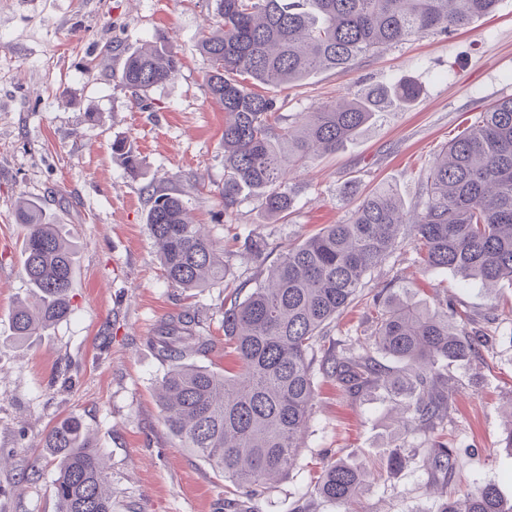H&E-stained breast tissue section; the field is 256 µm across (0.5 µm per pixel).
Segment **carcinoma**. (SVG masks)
Here are the masks:
<instances>
[{
    "instance_id": "carcinoma-1",
    "label": "carcinoma",
    "mask_w": 512,
    "mask_h": 512,
    "mask_svg": "<svg viewBox=\"0 0 512 512\" xmlns=\"http://www.w3.org/2000/svg\"><path fill=\"white\" fill-rule=\"evenodd\" d=\"M498 0H214L197 49L208 62L205 84L224 111V211L243 193L272 218L285 217L295 195L283 173L308 169L335 153L376 116L420 96L412 80L377 84L346 102L323 104L288 123L286 101L263 86L286 88L324 70H348L367 56L411 37L450 35L495 10ZM168 38L125 52L117 75L142 107L149 92L180 71ZM125 170L137 176L132 145L115 141ZM146 224L159 248L163 277L185 291L224 282L223 247L196 224L175 188L149 194ZM27 228L23 272L30 299L11 312L13 339L45 332L72 313L69 292L74 250L41 206L19 201ZM410 237L416 258L449 269L465 281L493 286L512 281V97L485 108L427 170L421 208L408 215L395 191L364 197L339 224H327L288 246L242 301L224 308V347L238 371L226 375L189 359L211 350L196 335L195 318L163 322L152 345L170 363L158 388L165 426L233 492L261 496L297 467L301 441L316 400L317 376L334 379L349 396L382 388L401 407L412 436L431 445V467L452 473L448 448V364L478 354L480 337L470 313L442 300L429 310L407 292L385 298L364 288L367 273ZM353 308L364 310L367 334L336 344L330 324ZM401 364L394 369L378 356ZM56 465V512H112L103 456L76 416L45 435ZM413 449L401 442L390 465L402 468ZM370 471L330 458L316 477L320 497L357 512ZM436 512H512L492 483L443 501Z\"/></svg>"
}]
</instances>
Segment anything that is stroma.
Segmentation results:
<instances>
[{"label": "stroma", "instance_id": "1", "mask_svg": "<svg viewBox=\"0 0 512 512\" xmlns=\"http://www.w3.org/2000/svg\"><path fill=\"white\" fill-rule=\"evenodd\" d=\"M212 0H0V512H55L56 466L43 447L49 428L75 415L107 462L112 512H225L223 478L165 428L156 388L168 366L150 347L160 322L187 312L212 349L196 357L234 370L224 355V305L232 289L251 290L288 245L347 219L377 186H393L405 208L418 205L421 182L439 152L477 122L482 109L512 97V0L453 35H424L382 49L352 70L323 71L289 88L285 115L352 98L375 84L412 79V105L392 107L336 154L295 174L292 214L268 218L258 200L225 210L224 113L207 92L198 33ZM166 33L182 61L179 74L137 107L103 59L111 41L135 48ZM136 148L141 171L126 174L114 140ZM350 193H343V186ZM181 191L196 223L224 248L222 284L191 292L169 287L146 225L149 189ZM39 203L75 251L72 313L48 331L14 341L10 314L30 297L23 274L24 225L16 202ZM264 243L261 257L247 244ZM365 286L384 295L408 289L427 308L435 292L489 333L475 362L450 364L448 446L458 465L432 472L430 445L416 439L412 463L389 467L401 440L399 410L383 392L346 396L322 379L300 463L246 512H338L314 491L327 455L369 469L360 512H434L440 496L485 483L512 500V282L493 289L419 263L403 247L374 268Z\"/></svg>", "mask_w": 512, "mask_h": 512}]
</instances>
